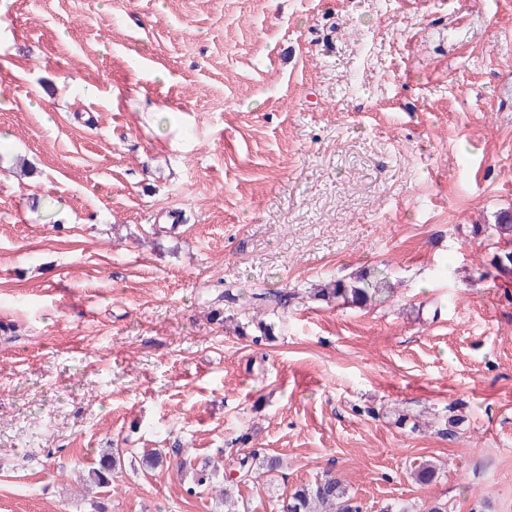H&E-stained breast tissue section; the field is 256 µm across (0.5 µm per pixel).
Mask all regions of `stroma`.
<instances>
[{
	"label": "stroma",
	"mask_w": 512,
	"mask_h": 512,
	"mask_svg": "<svg viewBox=\"0 0 512 512\" xmlns=\"http://www.w3.org/2000/svg\"><path fill=\"white\" fill-rule=\"evenodd\" d=\"M502 211L512 0H0V512H221L177 464L251 447L236 512H512ZM388 276L383 269L376 272H362L346 279H329L322 288H316L314 298L328 304L364 305L376 303L390 293ZM283 508L286 512H360L347 487L331 474L295 487Z\"/></svg>",
	"instance_id": "stroma-1"
}]
</instances>
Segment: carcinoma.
I'll return each mask as SVG.
<instances>
[{
	"label": "carcinoma",
	"mask_w": 512,
	"mask_h": 512,
	"mask_svg": "<svg viewBox=\"0 0 512 512\" xmlns=\"http://www.w3.org/2000/svg\"><path fill=\"white\" fill-rule=\"evenodd\" d=\"M488 237L512 236V214L505 212L499 216L497 223L485 227ZM390 293L388 276L382 269L374 272H362L348 280L330 279L323 287L314 291V298L328 304L364 305L377 302ZM236 472L238 477L233 479L231 474L221 473L210 460L205 458L198 464H189L192 482L196 486L220 485L221 501L231 502L240 494V487L258 480L261 473L274 471L281 466L277 456L259 455L254 450L237 458ZM116 461L108 456L100 458L98 466L88 471L89 481L102 488L112 483V471ZM286 512H360V507L354 502L347 487L336 477L327 474L311 483L302 484L293 489L288 495V503L284 505Z\"/></svg>",
	"instance_id": "obj_1"
}]
</instances>
